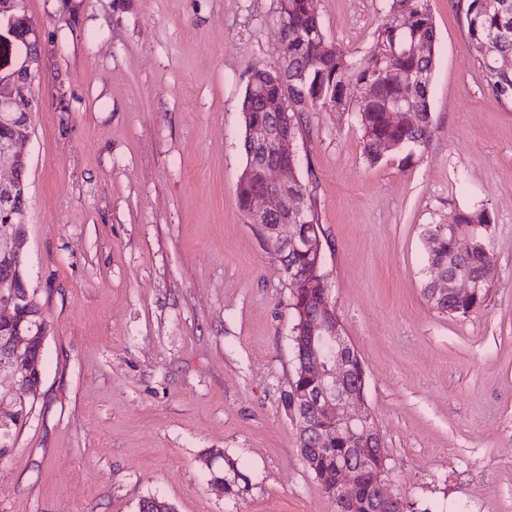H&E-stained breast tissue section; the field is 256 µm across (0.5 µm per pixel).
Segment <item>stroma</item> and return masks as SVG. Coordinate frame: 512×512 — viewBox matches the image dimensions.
I'll use <instances>...</instances> for the list:
<instances>
[{"label":"stroma","mask_w":512,"mask_h":512,"mask_svg":"<svg viewBox=\"0 0 512 512\" xmlns=\"http://www.w3.org/2000/svg\"><path fill=\"white\" fill-rule=\"evenodd\" d=\"M433 137L369 165L352 113L316 109L298 174L408 512H512V102L469 49L466 0H428ZM387 0H318L368 51ZM276 0H27L45 37L25 268L44 384L0 458V512H334L282 397L294 370L280 259L240 211V102L281 60ZM490 216L494 283L467 316L424 296L427 225ZM237 462L235 493L211 470Z\"/></svg>","instance_id":"1"}]
</instances>
